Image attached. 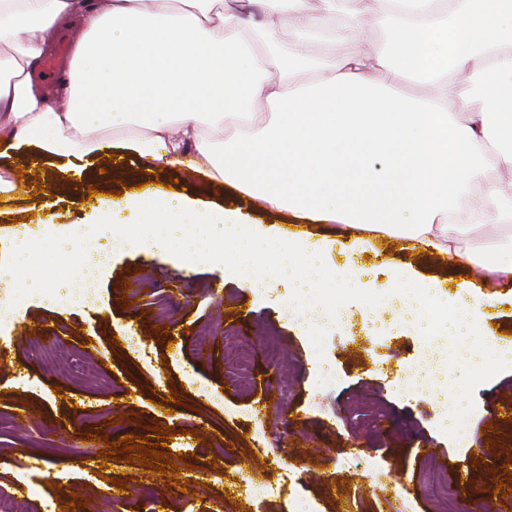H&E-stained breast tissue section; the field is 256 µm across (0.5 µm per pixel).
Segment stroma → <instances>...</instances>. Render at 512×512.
Returning <instances> with one entry per match:
<instances>
[{
    "mask_svg": "<svg viewBox=\"0 0 512 512\" xmlns=\"http://www.w3.org/2000/svg\"><path fill=\"white\" fill-rule=\"evenodd\" d=\"M34 152L0 150V172L16 185L0 193V271L10 265L8 243L23 233L32 268L55 266L65 279L76 278L83 256L43 242L41 220L51 216L64 238L95 206L120 209L121 173L133 169L139 182L176 183L215 208L240 209L282 239L330 242L329 265L355 266L375 283H389L400 265L452 295L481 285L497 297L488 329L512 330V284L483 280L475 268L451 266L402 239L342 249L335 242L351 237L346 225L294 219L185 167L142 168L129 150L94 158L89 178L97 197L67 186L57 193L53 186L65 175L50 158L39 164L35 184L25 183L22 168ZM97 279L90 306L37 295L20 309L0 304V348L7 351L0 364V489L23 497L25 512H45L49 504L64 512L75 498L77 512H291L285 497L256 505L243 483L277 482L287 461L301 470L302 493L316 512H434L427 473L444 460L459 467L443 478L461 489L463 512H484L490 500L497 512H512V366L474 378L465 363L437 349L444 390L465 398L468 427L480 442L449 436L447 403L397 387L421 355L401 300L379 306L356 292L336 297L349 326L324 332L304 323L307 298L274 273L266 287L249 288L217 263L200 262L189 273L172 250L136 248L112 252ZM47 339L64 345L75 372L46 374L36 343ZM319 353L338 369L327 388L317 379ZM174 394L180 407L170 401ZM156 424L170 431L178 475L114 457L87 468L112 441L148 435ZM92 434L98 442H89ZM117 478L127 480L125 490L114 486ZM500 482L509 493H496ZM144 485L150 496L140 494Z\"/></svg>",
    "mask_w": 512,
    "mask_h": 512,
    "instance_id": "obj_1",
    "label": "stroma"
}]
</instances>
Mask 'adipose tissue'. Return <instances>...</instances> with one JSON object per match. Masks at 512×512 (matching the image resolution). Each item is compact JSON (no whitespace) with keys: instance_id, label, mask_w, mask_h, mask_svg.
<instances>
[{"instance_id":"obj_1","label":"adipose tissue","mask_w":512,"mask_h":512,"mask_svg":"<svg viewBox=\"0 0 512 512\" xmlns=\"http://www.w3.org/2000/svg\"><path fill=\"white\" fill-rule=\"evenodd\" d=\"M0 0V142L28 144L79 169L109 143L147 168L189 166L210 181L312 222L351 224L365 243L400 236L512 282V248L476 245L466 226L512 222V0H263L257 32L220 0ZM288 72H271L265 41L293 18ZM75 27L69 72L52 93L33 72L60 26ZM289 27V26H288ZM334 31L312 54L311 31ZM363 45L348 52L350 42ZM421 83L416 99L376 77ZM457 110H449V101ZM125 214L100 206L70 240L92 250L147 242L174 247L187 265L219 259L259 287L271 258L299 294L343 287L378 293L354 268L336 273L322 250L281 241L169 191L127 195ZM223 236L213 240L214 228ZM418 329L428 308L452 307L443 336H476L495 301L459 307L431 282L394 271Z\"/></svg>"}]
</instances>
